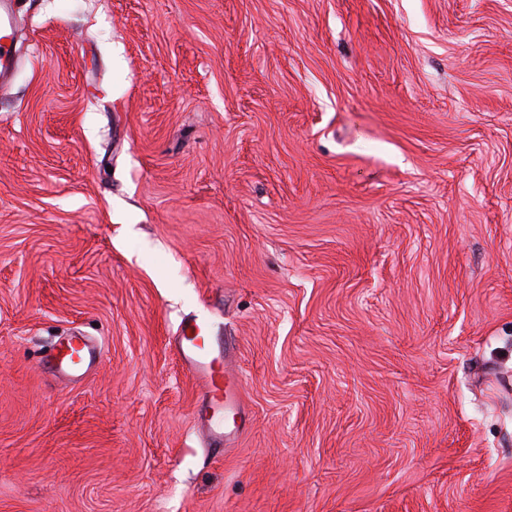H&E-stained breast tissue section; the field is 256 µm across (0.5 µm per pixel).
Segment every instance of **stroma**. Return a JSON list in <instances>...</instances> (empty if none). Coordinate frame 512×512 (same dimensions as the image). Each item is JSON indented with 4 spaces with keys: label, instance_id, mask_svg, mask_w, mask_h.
<instances>
[{
    "label": "stroma",
    "instance_id": "35a3bbf8",
    "mask_svg": "<svg viewBox=\"0 0 512 512\" xmlns=\"http://www.w3.org/2000/svg\"><path fill=\"white\" fill-rule=\"evenodd\" d=\"M15 2L0 512H512V0ZM208 326L197 318L185 320L174 336L173 348L182 367L202 389V404L194 415L196 427L208 434L211 448L223 449L249 421L241 401L242 381L235 369L236 351L227 338L217 353L209 345ZM231 415L233 428L224 426ZM101 358L99 347L82 336H69L54 349L52 357L44 360V364L55 375L78 380L98 364Z\"/></svg>",
    "mask_w": 512,
    "mask_h": 512
}]
</instances>
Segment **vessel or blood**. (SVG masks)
<instances>
[{"label": "vessel or blood", "mask_w": 512, "mask_h": 512, "mask_svg": "<svg viewBox=\"0 0 512 512\" xmlns=\"http://www.w3.org/2000/svg\"><path fill=\"white\" fill-rule=\"evenodd\" d=\"M13 16L0 0V76L12 73L15 64ZM208 326L195 318L185 320L173 341L175 354L189 376L202 389V404L194 415L196 427L208 434L212 448H223L244 429L249 413L241 401L242 381L234 367L235 346L225 342L223 351H213ZM99 347L80 336L61 342L45 364L61 377L78 380L100 362Z\"/></svg>", "instance_id": "1"}]
</instances>
